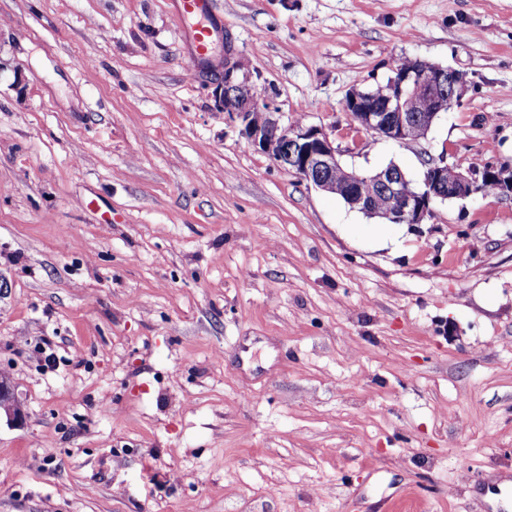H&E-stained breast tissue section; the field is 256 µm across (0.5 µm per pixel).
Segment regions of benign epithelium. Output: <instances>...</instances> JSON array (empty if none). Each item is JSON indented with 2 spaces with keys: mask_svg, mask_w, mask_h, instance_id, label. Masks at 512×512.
<instances>
[{
  "mask_svg": "<svg viewBox=\"0 0 512 512\" xmlns=\"http://www.w3.org/2000/svg\"><path fill=\"white\" fill-rule=\"evenodd\" d=\"M223 71L215 82V98L229 116L239 120L248 142L286 167L315 188L336 192V180L351 184L348 205L360 212L377 214L366 185L382 187L387 206L380 212L390 224H421L432 216L433 205L448 200H465L484 192L491 185L502 193H512V171L493 166L462 171L441 158L426 164L422 186L415 188L400 169L388 167L353 181L355 172L344 167L338 156L340 147L330 134L316 127L295 125L285 127L274 118L271 102L250 83L248 76H239L238 55L230 42L221 44ZM465 87L464 75L454 69L437 65L427 75L419 71L393 70L388 77L386 93L378 104L363 90L350 91V128L356 133H372L396 142L409 141L410 131L422 126L429 130L439 117L419 106L423 94H448V106L458 101ZM13 416L20 409L10 387L0 381V410Z\"/></svg>",
  "mask_w": 512,
  "mask_h": 512,
  "instance_id": "obj_1",
  "label": "benign epithelium"
}]
</instances>
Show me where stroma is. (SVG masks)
<instances>
[{
  "label": "stroma",
  "mask_w": 512,
  "mask_h": 512,
  "mask_svg": "<svg viewBox=\"0 0 512 512\" xmlns=\"http://www.w3.org/2000/svg\"><path fill=\"white\" fill-rule=\"evenodd\" d=\"M208 20L348 168L512 169V0ZM208 59L176 0H0V512H512V195L380 239L248 143ZM406 59L459 103L351 142L346 94Z\"/></svg>",
  "instance_id": "obj_1"
}]
</instances>
